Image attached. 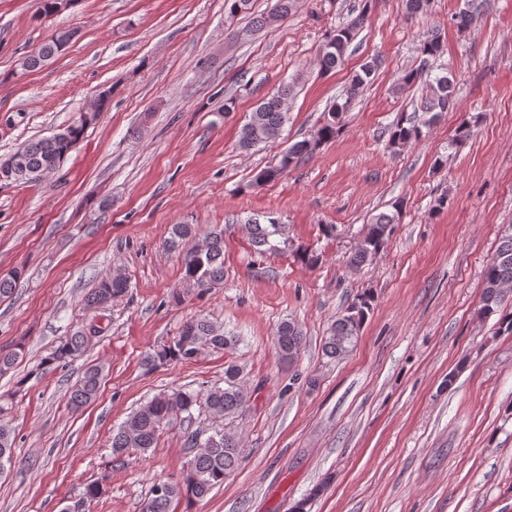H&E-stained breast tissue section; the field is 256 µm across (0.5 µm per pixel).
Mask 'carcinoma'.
Returning a JSON list of instances; mask_svg holds the SVG:
<instances>
[{
  "mask_svg": "<svg viewBox=\"0 0 512 512\" xmlns=\"http://www.w3.org/2000/svg\"><path fill=\"white\" fill-rule=\"evenodd\" d=\"M295 6V0H276L267 15L252 18L251 27L239 32L231 31L236 38L261 30L270 24L288 17ZM367 19V9H362L347 24L333 30L327 37L319 55L320 70L328 73L342 64L347 50ZM73 33L62 31L45 42L37 53L23 59L21 67L33 70L42 63L63 51ZM418 67L407 70L399 79L397 90L403 91L420 84L425 88L421 114L397 119L391 127L387 141L388 148L397 152L404 146L419 140L423 129L436 122L442 113L453 104L454 85L448 75L430 78L434 64L443 54L439 38L431 36L419 47ZM378 69L375 60L361 66L351 80L342 100L334 103L325 116V122L316 135L310 139L297 141L280 153L276 165L262 170L254 179L257 186L274 182L288 169L296 166L305 156L313 153L322 143L335 138L343 127V122L352 104L363 89L372 82ZM294 86L284 85L275 94L265 99L253 112L249 121L242 127L239 146L251 150L265 145L279 135L288 119V98ZM112 90L100 93L96 109L83 112L67 125L58 129L48 138L32 140L15 151L0 156V169L13 170L11 181L36 183L43 175L60 169L74 143L82 142L87 128L96 124L107 111ZM401 202L391 204L392 211L382 212L367 225L366 232L348 258L352 267H361L373 259L391 235L393 225L399 219ZM251 245L258 251L274 247L272 240L287 235V226L280 223L273 214L265 215V222L258 218L247 219ZM168 247L182 252L181 267L183 280L190 288L201 291L214 288L224 281V234L210 231L197 233L191 224H175L170 231ZM512 285V232L501 238L495 257L487 264L482 292V311L493 314L501 309L506 301V288ZM129 288L127 277L119 270L102 279L91 289L85 304L90 308L105 309L112 302L124 296ZM369 309L368 299L361 297L339 313L329 329L323 344L324 355L331 359L347 356L356 346ZM100 333V327L86 323L52 352L45 363L65 364L79 357L93 338ZM235 344V337L224 335V325L206 317H196L187 321L178 336L161 350L146 358V365L154 367L170 361L188 362L194 360L206 347L224 350ZM303 346L301 326L288 320L281 323L275 336V349L281 361L292 363ZM242 369L229 365L224 371V386H213L205 391L176 390L160 393L141 404L112 435V454H144L156 446L163 425L173 417L187 414L192 419L193 409L206 413L215 425L209 434L191 435L188 446L192 456L183 466L177 478L160 479L155 482L149 497L141 504L140 512H175V505L185 500L196 503L204 500L217 486L224 484L240 466L243 449L238 434L218 422L238 415L248 402V392L241 381ZM103 369L90 366L82 379L69 392L68 404L78 411L94 402L99 393ZM15 436L8 424L0 422V472L5 464L12 462V448Z\"/></svg>",
  "mask_w": 512,
  "mask_h": 512,
  "instance_id": "cac0c4a2",
  "label": "carcinoma"
}]
</instances>
